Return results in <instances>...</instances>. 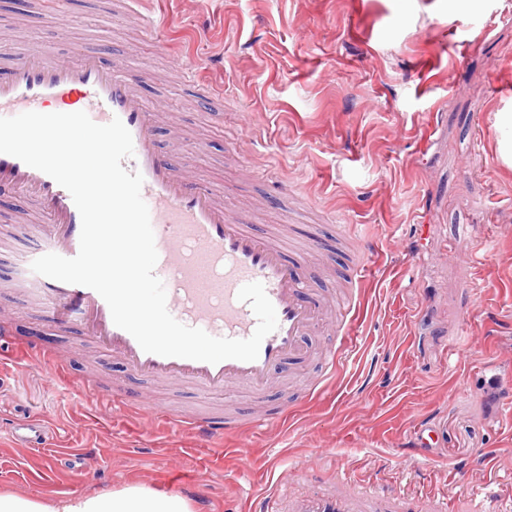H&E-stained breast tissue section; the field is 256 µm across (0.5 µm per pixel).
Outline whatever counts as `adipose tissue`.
Instances as JSON below:
<instances>
[{
	"label": "adipose tissue",
	"instance_id": "1",
	"mask_svg": "<svg viewBox=\"0 0 512 512\" xmlns=\"http://www.w3.org/2000/svg\"><path fill=\"white\" fill-rule=\"evenodd\" d=\"M0 512H194V508L190 500L172 489L132 485L70 493L53 501L1 492Z\"/></svg>",
	"mask_w": 512,
	"mask_h": 512
}]
</instances>
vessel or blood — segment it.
Masks as SVG:
<instances>
[{"instance_id":"obj_1","label":"vessel or blood","mask_w":512,"mask_h":512,"mask_svg":"<svg viewBox=\"0 0 512 512\" xmlns=\"http://www.w3.org/2000/svg\"><path fill=\"white\" fill-rule=\"evenodd\" d=\"M108 53L104 45L84 40L66 59L46 45L20 48L0 40V58L11 61L7 79L0 80V117L28 111H83L98 124L120 119L134 146L133 157L121 165L144 178L141 194L158 252L155 274L166 288L171 315L214 337L249 338L257 318L249 303L239 300L238 292L245 284L259 282L275 307L278 327L263 340L256 360L210 364L144 352L114 324L104 299L85 286L38 277L34 294L39 309L51 312L61 332H79L103 352L119 356L140 377L220 392L235 385L261 398L275 371L304 357L305 338L323 319L321 300L307 292L315 273L304 254L289 257L284 241L258 235L250 215L234 209L221 190L199 182L187 165L176 163L160 149L154 129L165 102H148L140 90L141 77L109 61ZM0 187L34 197L50 218L33 257L78 254L81 218L65 188L6 154H0ZM17 349L14 365L43 363L55 376L65 370L58 358L34 344L21 343ZM173 423L204 441L222 439L237 428L220 412L178 415ZM11 431L30 448L43 447L46 441V428L38 421L12 425ZM299 512H350V506L338 496H310L301 501Z\"/></svg>"}]
</instances>
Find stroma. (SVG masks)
<instances>
[{"label": "stroma", "mask_w": 512, "mask_h": 512, "mask_svg": "<svg viewBox=\"0 0 512 512\" xmlns=\"http://www.w3.org/2000/svg\"><path fill=\"white\" fill-rule=\"evenodd\" d=\"M160 21L141 38L142 16ZM59 56L77 39L108 46L168 103L163 151L252 210L261 234L314 236L319 291L338 290L356 342L321 374L313 354L277 374L265 398L180 389L131 375L90 341L62 336L29 303L32 242L17 218L33 199L0 198V313L11 341L39 338L73 384L42 368L0 369V491L70 492L163 485L195 512H295L306 495L341 494L356 512H512V167L494 115L512 112V0H0V33ZM190 63L200 84L177 75ZM365 261L351 283L343 272ZM98 375L123 395L89 410L75 382ZM173 413L228 401L270 422L196 437L147 420L142 392ZM33 417L43 448L14 441ZM437 443L423 448L421 432Z\"/></svg>", "instance_id": "stroma-1"}]
</instances>
